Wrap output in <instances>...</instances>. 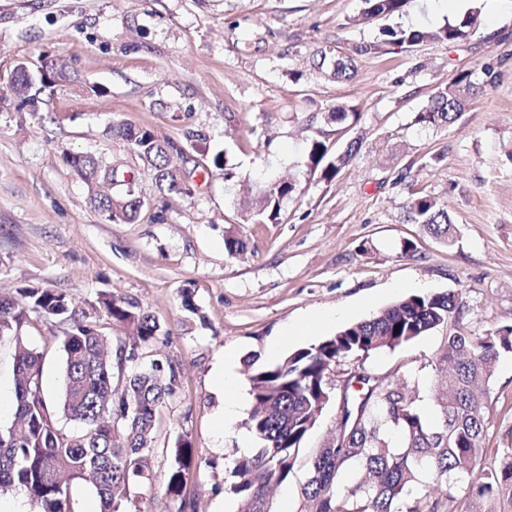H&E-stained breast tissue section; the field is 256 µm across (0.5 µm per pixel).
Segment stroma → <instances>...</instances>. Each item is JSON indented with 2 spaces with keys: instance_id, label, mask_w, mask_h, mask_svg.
I'll list each match as a JSON object with an SVG mask.
<instances>
[{
  "instance_id": "stroma-1",
  "label": "stroma",
  "mask_w": 512,
  "mask_h": 512,
  "mask_svg": "<svg viewBox=\"0 0 512 512\" xmlns=\"http://www.w3.org/2000/svg\"><path fill=\"white\" fill-rule=\"evenodd\" d=\"M474 6L482 24L464 43L356 57L354 44L379 27L355 24L361 0H0V96L22 62L48 59L72 75L45 90L37 110L0 107V294L43 286L66 292L80 310L102 292L135 300L162 326L138 348L139 363L161 359L178 372L159 418L152 477L132 494L129 512H168V449L180 438L193 449L184 496L194 512H236L225 487L249 412L214 437L212 381L225 353H234L246 392L247 360L268 361L267 343L284 325L300 328L288 353L400 298L455 293L463 304L457 324L351 362L378 379L412 372L419 404L433 414L431 362L448 335L512 326V0H409L391 22L440 26ZM319 48L353 56L354 77L313 73ZM488 65L494 84L455 122L416 124L438 86L462 71L481 77ZM91 85L103 96L90 95ZM339 102L358 109L353 130L325 122ZM124 123L182 146L171 164L191 196L156 190L150 168L117 134ZM355 135L362 147L334 180L308 167L312 141L341 150ZM66 152L102 157L131 179L143 201L137 220L106 221L64 164ZM219 153L226 169L213 164ZM404 169L412 177L398 181ZM286 176L295 190L279 222L250 219L248 191ZM416 193L447 208L452 241L408 221ZM230 236L243 252L228 253ZM68 330L36 316L25 326L45 352L43 390L54 400L59 338ZM486 413L478 474L512 448V353L497 362ZM337 414L329 402L294 477L274 491V512H297L310 460L335 433Z\"/></svg>"
}]
</instances>
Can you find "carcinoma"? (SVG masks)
Returning <instances> with one entry per match:
<instances>
[{
    "label": "carcinoma",
    "instance_id": "obj_1",
    "mask_svg": "<svg viewBox=\"0 0 512 512\" xmlns=\"http://www.w3.org/2000/svg\"><path fill=\"white\" fill-rule=\"evenodd\" d=\"M407 0H362L361 18L371 20L402 12ZM480 24V8L437 28L405 29L383 26L371 41L355 45V53L369 54L386 47L413 46L427 40L457 44L467 40ZM327 54L313 60L315 72L336 80L348 79L353 60L340 57L325 69ZM69 73L46 63L28 74L14 72L9 91L37 109L36 85L50 87L68 80ZM471 73L461 72L438 88L415 116L424 127L443 128L456 121L467 100L485 88ZM357 109L346 103L327 112L328 122L353 125ZM118 134L153 171L157 189L188 195V184L169 167V157L181 148L162 141L148 128L122 124ZM361 138L344 151L331 153L329 145L313 142L308 165L321 169L323 179L333 180L360 151ZM63 161L86 182L103 179L122 185L116 172L93 154L66 153ZM295 184L276 179L264 185L255 199L256 216L263 223L279 220L283 202ZM140 194L121 189L99 195L95 207L112 223L136 219ZM410 220L423 224L434 235L450 239L448 211L433 197L411 199ZM21 299L0 297V343L12 346L15 419L20 429L0 427V497L20 489L34 512H78L73 488H88L97 498L99 512H123L131 492L150 479L154 449L153 432L166 406L176 373L172 365L154 360L130 374L126 361L136 359V349L119 345L118 361L104 348L99 317L135 331L138 344H148L161 332L153 314L139 304L104 293L86 316L72 308L67 294L52 288L23 287ZM71 324L60 338L63 352V394L48 399L42 388L44 352L33 347L24 334L27 313ZM462 314L460 298L452 293H427L402 298L371 318L353 323L335 335L299 348L278 361L248 365L247 376L253 409L244 425L256 448L235 459L234 481L227 493L238 502V512H272L270 492L295 473L299 451L316 425L335 390L337 367L352 358L393 349L426 335L435 327ZM512 353V327L472 336L458 330L448 336L439 356L434 384L446 389L439 401L437 419L417 404L406 376L385 382L365 373L351 376L339 397V438L318 449L304 484L303 504L297 512H444L446 498L470 477L487 430L485 397L500 355ZM74 422L68 431L58 426V416ZM173 463L167 473L166 496L184 512V488L192 449L178 439L171 449ZM355 464L364 478L341 481L343 469ZM429 473L448 484L447 497H437L416 486ZM469 507L463 512H512V451L469 486Z\"/></svg>",
    "mask_w": 512,
    "mask_h": 512
}]
</instances>
